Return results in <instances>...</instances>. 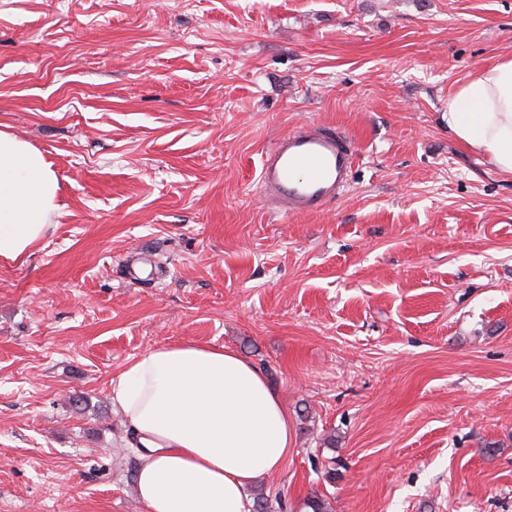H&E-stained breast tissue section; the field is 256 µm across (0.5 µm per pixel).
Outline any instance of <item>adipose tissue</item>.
Returning <instances> with one entry per match:
<instances>
[{
    "label": "adipose tissue",
    "instance_id": "1",
    "mask_svg": "<svg viewBox=\"0 0 512 512\" xmlns=\"http://www.w3.org/2000/svg\"><path fill=\"white\" fill-rule=\"evenodd\" d=\"M470 152L512 175V57L478 68L441 115ZM60 186L46 156L0 129V262L26 260L48 236ZM113 405L139 436L143 512H250L247 488L292 451L288 412L266 376L230 350H150L111 380Z\"/></svg>",
    "mask_w": 512,
    "mask_h": 512
}]
</instances>
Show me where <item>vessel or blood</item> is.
<instances>
[{
	"instance_id": "vessel-or-blood-1",
	"label": "vessel or blood",
	"mask_w": 512,
	"mask_h": 512,
	"mask_svg": "<svg viewBox=\"0 0 512 512\" xmlns=\"http://www.w3.org/2000/svg\"><path fill=\"white\" fill-rule=\"evenodd\" d=\"M356 148L333 125H304L280 137L261 160L263 195L283 212L318 211L338 198L349 183Z\"/></svg>"
}]
</instances>
